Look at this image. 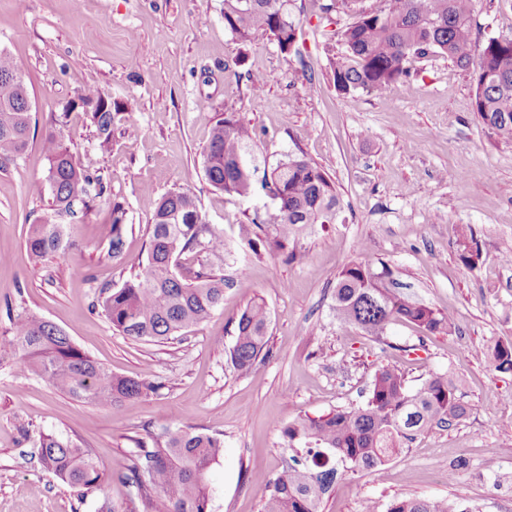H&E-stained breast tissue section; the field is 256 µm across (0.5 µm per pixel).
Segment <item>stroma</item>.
<instances>
[{
    "label": "stroma",
    "mask_w": 512,
    "mask_h": 512,
    "mask_svg": "<svg viewBox=\"0 0 512 512\" xmlns=\"http://www.w3.org/2000/svg\"><path fill=\"white\" fill-rule=\"evenodd\" d=\"M326 0H294L304 32L283 55L259 33L241 47L224 27V0H0V47L21 65L33 103L30 143L0 163V336L13 319L36 315L59 326L108 371L164 387L112 408L80 403L0 358V512H95L120 507L132 490L106 482L79 504L74 490L43 471L39 434L53 431L93 449L121 470L137 442L177 429L215 435L224 454L210 474L214 512H260L251 473H277L287 455L281 430L303 416L362 406L376 370L398 366L410 387L432 372L454 371L468 407L457 425L418 436L383 470L339 476L323 512H380L397 498L443 499L480 512H512V372L497 371L489 347L512 341V143L491 133L473 110L472 76L429 56L385 95H342L328 57L333 34L351 20L326 13ZM473 27L481 39L512 34V0H480ZM263 77L260 94L250 74ZM100 87L135 102L138 131L123 115L101 149L82 110L67 111L77 89ZM243 112L259 136L251 153L269 164L291 155L315 162L333 181L338 224L303 226L286 251L263 225L254 248L236 246L247 216L271 201L211 187L202 169L209 132L224 114ZM64 117L66 143L99 171L107 199L68 227L65 254L33 259L29 227L53 201L41 143ZM183 188L209 224L234 244L208 266L234 280L224 306L185 339L135 341L114 330L100 303L145 260L158 198ZM127 211L125 252L107 255L111 201ZM470 226L475 267L460 259L458 232ZM387 265L392 286L448 313L452 335L398 322L370 336L339 322L334 286L356 260ZM265 303L271 355L249 372L229 357L238 318ZM498 449L486 469L488 449Z\"/></svg>",
    "instance_id": "obj_1"
}]
</instances>
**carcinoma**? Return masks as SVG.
<instances>
[{
  "mask_svg": "<svg viewBox=\"0 0 512 512\" xmlns=\"http://www.w3.org/2000/svg\"><path fill=\"white\" fill-rule=\"evenodd\" d=\"M293 0H224V28L242 46L257 33L268 35L286 56L295 51L300 29ZM362 0H332L322 10H342L354 20L340 31L343 51L329 58L336 91L382 95L411 76L413 63L430 53L448 57L472 73L473 109L499 138L512 142V35L479 41L473 30L477 0H381L375 7ZM27 85L21 66L0 49V160L22 156L29 142L31 113L23 111ZM80 107L94 126L100 147L112 139L113 114L133 120L128 103L112 99L103 89L77 95ZM256 129L244 113L218 119L203 153L209 184L228 196L247 197L275 187L272 208L249 219L240 242L253 247L251 227L275 225L274 245L286 247L307 224H336L340 198L327 174L303 156L290 157L272 167H259L251 155ZM47 161L46 181L53 193V212L31 227L27 248L37 258L65 252L70 242L57 218L76 217L101 200L103 177L83 168L65 143L61 128L48 132L42 143ZM108 256L122 258L127 212L112 202ZM461 259L475 266L480 258L472 229H460ZM216 255L226 251L224 231L203 219L195 197L177 189L162 195L152 215L146 259L123 286L110 292L102 310L121 334L145 342L174 339L206 321L224 303V290L233 279L215 273L198 260V268H184L186 251ZM387 267L377 272L366 262L345 266L336 278V317L381 336L395 321L413 323L429 333H451L450 315L412 301L386 285ZM269 315L263 303L243 309L230 359L240 371L252 369L270 354ZM3 351L51 387L79 402L99 401L112 408L164 387L161 381H140L114 375L81 351L54 323L33 315L17 317L4 338ZM495 368L512 371V343H498L492 351ZM452 373H432L417 388L407 386L404 373L385 365L374 375L365 403L339 409L317 419H300L283 428L293 455L282 470L252 476L263 490L261 512H321V504L338 476L345 472L378 471L405 445L432 428H449L463 419L467 406L458 395ZM224 441L189 430L169 432L152 446L138 445L118 478L133 488L138 503L124 512H214L215 490L208 475L222 455ZM41 468L77 489L80 502L96 493L110 474L88 448L54 433L39 437ZM386 512H457L435 499H395Z\"/></svg>",
  "mask_w": 512,
  "mask_h": 512,
  "instance_id": "1",
  "label": "carcinoma"
}]
</instances>
